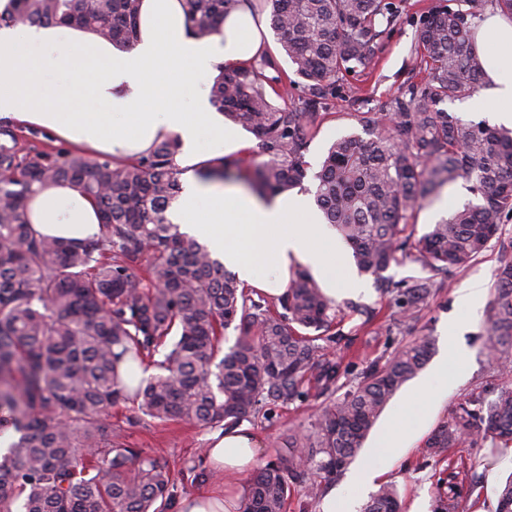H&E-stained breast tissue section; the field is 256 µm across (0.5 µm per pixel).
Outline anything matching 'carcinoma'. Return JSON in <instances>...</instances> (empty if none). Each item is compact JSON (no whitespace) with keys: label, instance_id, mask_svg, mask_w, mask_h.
Masks as SVG:
<instances>
[{"label":"carcinoma","instance_id":"obj_1","mask_svg":"<svg viewBox=\"0 0 512 512\" xmlns=\"http://www.w3.org/2000/svg\"><path fill=\"white\" fill-rule=\"evenodd\" d=\"M512 15V0H435L415 23L414 52L424 76L379 112H358L364 135L336 138L313 175L325 223L351 248L359 271L388 298L391 324L414 320L452 271L486 250L512 216V129L462 120L441 105L485 84L473 32L486 2ZM187 31L205 41L247 3L268 14L291 73L263 53L219 71L210 103L254 135L257 156H221L204 181H246L274 197L308 176L310 141L349 78L371 70L400 21L403 0H182ZM141 0H8L0 28L63 25L119 48L138 40ZM277 75L270 77L267 70ZM280 99L283 105L274 104ZM0 121V426L15 430L0 458V512H166L174 482L166 461L132 447L109 410L131 403V423L185 422L233 427L302 401L311 383L326 403L309 427L288 435V455L247 479L243 512H284L292 491L315 502L352 462L396 393L427 365L423 337L351 374L328 353L350 339L345 320L368 326L378 312L341 311L308 270L291 275L288 294L268 299L243 288L168 211L181 191L174 137L122 165L108 156L37 143ZM463 180L472 198L415 236L412 213ZM68 182L97 206V238L64 245L36 235L26 205L37 186ZM417 262L433 272L394 281L391 266ZM495 295L482 352L512 374V259L494 271ZM236 332L224 347V333ZM164 359L155 360L160 350ZM158 373L126 386L124 359ZM353 375L350 381L345 380ZM343 394H338V391ZM512 442V388L454 405L426 454L448 462L435 512H462L478 489L448 449L466 442ZM363 512H401L385 484ZM496 512H512V477Z\"/></svg>","mask_w":512,"mask_h":512}]
</instances>
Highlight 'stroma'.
I'll return each instance as SVG.
<instances>
[{"instance_id":"stroma-1","label":"stroma","mask_w":512,"mask_h":512,"mask_svg":"<svg viewBox=\"0 0 512 512\" xmlns=\"http://www.w3.org/2000/svg\"><path fill=\"white\" fill-rule=\"evenodd\" d=\"M429 3L430 0H405L402 20L384 37L373 71L355 79L353 97L337 99L334 117L323 125L305 155L311 172L304 182L305 188H313L312 175L318 171L329 142L337 136L359 132L355 113L378 111L404 88L413 65V20ZM504 256H512V219L505 221L481 257L468 267L450 273L447 288L421 312L414 330L388 329L385 319L380 316L354 340L352 350L361 367L415 337L425 336L431 342L430 367L424 368L396 394L349 466L353 472L380 471V483L397 487L403 512H433L441 466L426 455L424 448L428 437L447 418L451 407L479 393L492 394L507 384L506 378L498 375L481 352L483 338L488 332L485 308L472 309L458 300L459 288L476 281L484 290L485 301H492V271ZM453 327L459 328L461 336V352L457 355L447 353L444 342L447 329ZM443 359L450 365L448 375L433 376L432 364ZM421 385L425 386L426 393L420 397L416 389ZM318 406V400L310 397L277 409L273 418L252 421L251 429L262 440L260 462L285 453L289 433L307 427ZM132 414L128 404L113 408V426L124 428L133 447L168 461L174 476L176 498H184L203 488L209 478L204 451L209 446L210 430L184 423L131 425L127 419ZM404 417L410 421L409 438L399 453L393 455L377 450L375 442L386 426ZM510 455L512 450L505 447L465 445L450 450L449 459H464L469 475L475 477L480 486L479 500H467L464 512H495V490L512 474V466L505 463Z\"/></svg>"}]
</instances>
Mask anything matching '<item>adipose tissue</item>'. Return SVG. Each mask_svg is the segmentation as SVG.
Returning <instances> with one entry per match:
<instances>
[{
    "label": "adipose tissue",
    "instance_id": "1",
    "mask_svg": "<svg viewBox=\"0 0 512 512\" xmlns=\"http://www.w3.org/2000/svg\"><path fill=\"white\" fill-rule=\"evenodd\" d=\"M264 30L244 6L225 18L222 34L201 42L187 33L180 0H142L141 37L128 52L75 29L20 25L1 31L0 81L11 90L0 93V118L53 131L119 162L147 153L155 139L177 138L174 162L183 190L171 219L207 243L245 287L283 295L290 266L301 264L325 281L328 297L359 293L360 284L338 266L328 244L331 229L306 197L264 201L215 190L195 176L208 161L246 148L233 127H219L203 84L219 68L263 52ZM475 42L487 54L491 84L467 109L496 107L500 121L512 126V81L497 75L500 62L512 60V17L486 12ZM53 71L69 73L70 80L51 91L46 77ZM187 96L189 112L182 107ZM27 217L40 234L62 240L81 241L99 231L96 206L68 185L33 195ZM260 448L246 427L214 436L205 451L211 483L184 498L179 512H240L248 496L244 478L257 466Z\"/></svg>",
    "mask_w": 512,
    "mask_h": 512
}]
</instances>
